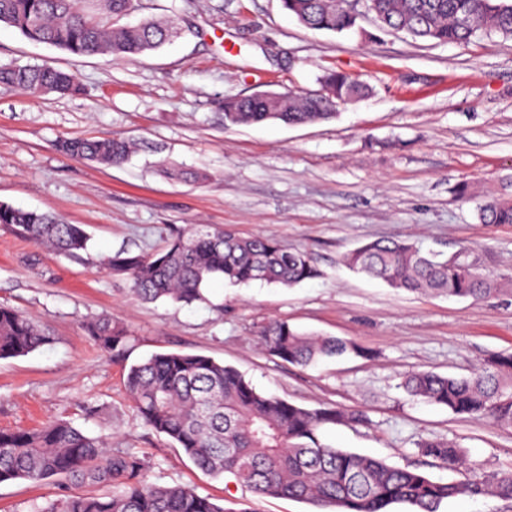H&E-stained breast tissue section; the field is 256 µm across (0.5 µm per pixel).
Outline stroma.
<instances>
[{
	"mask_svg": "<svg viewBox=\"0 0 512 512\" xmlns=\"http://www.w3.org/2000/svg\"><path fill=\"white\" fill-rule=\"evenodd\" d=\"M170 19L182 35L133 61L75 56L0 27V64L72 72L82 94L0 89V203L84 225L85 251L57 255L0 226V304L31 318L49 341L0 359V429L59 419L104 435L146 462L149 482L186 485L226 512H312L214 478L147 428L127 399L126 364L156 352L201 354L235 367L261 392L319 408L361 411L366 424L324 429L322 442L405 467L417 444L444 439L468 471L512 469V428L463 419L409 397V372L470 375L512 352V293L484 299L410 293L349 271L344 253L385 238L451 256L512 283V225L484 224L477 206L512 191V40L438 44L380 29L302 27L280 0H142L132 21ZM329 70L368 83L336 118L288 126H225L224 100L263 91L318 94ZM123 137L140 150L118 166L60 152L71 138ZM467 198H460L459 189ZM192 224L262 234L305 249L321 278L295 288L212 281L190 306L144 302L104 266L121 252L152 254ZM127 331L125 361L103 355L89 322ZM284 320L352 340L367 357L300 368L269 356L254 332ZM74 484H0V512H38Z\"/></svg>",
	"mask_w": 512,
	"mask_h": 512,
	"instance_id": "1",
	"label": "stroma"
}]
</instances>
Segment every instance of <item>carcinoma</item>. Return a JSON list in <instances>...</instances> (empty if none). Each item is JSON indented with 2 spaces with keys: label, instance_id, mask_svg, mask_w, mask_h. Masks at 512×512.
<instances>
[{
  "label": "carcinoma",
  "instance_id": "1",
  "mask_svg": "<svg viewBox=\"0 0 512 512\" xmlns=\"http://www.w3.org/2000/svg\"><path fill=\"white\" fill-rule=\"evenodd\" d=\"M282 7L310 30L343 32L353 28L348 0H281ZM385 29L437 43L468 44L500 36L512 39V0H368ZM137 0H0V24L23 37L73 55L110 54L131 60L155 50L177 35L169 20L145 18L122 22ZM323 93L290 91L278 97L224 99V125L278 121L300 125L336 117L340 102L355 101L369 87L347 73L328 71ZM0 87L68 96L82 92L76 76L47 66L0 64ZM72 158L119 164L132 153L124 138H73L60 143ZM483 224L512 225V196H487L478 208ZM0 225L59 254L86 249L80 224L0 203ZM352 271L411 293L481 299L504 285L458 257L400 240L375 239L343 256ZM142 301L169 299L191 305L205 301L208 282L222 278L233 286L260 282L294 287L321 276L309 253L290 249L264 235L240 236L222 228L192 225L152 255L117 254L108 260ZM105 353H124L126 330L102 319L87 326ZM257 336L269 355L308 367L346 353L363 355L356 344L335 337L300 332L285 321L263 324ZM48 337L27 316L0 306V359L27 355ZM126 394L144 425L169 439L202 471L230 475L262 497H287L336 512H390L403 503L412 512H439L458 496L494 495L512 499V470L468 473L460 480L433 479L417 467L385 461L320 442L328 425L364 424V415L336 406L309 409L260 392L234 367L211 357L159 352L129 366ZM401 387L411 397L448 408L457 416L488 420L512 428V353H497L467 377L432 371L408 374ZM422 455L450 470L461 464V449L449 441L419 445ZM66 477L105 488L100 494H66L37 512H226L208 496L188 486L147 481L145 463L129 452H114L104 437L91 436L66 421L38 429L0 430V483H39Z\"/></svg>",
  "mask_w": 512,
  "mask_h": 512
}]
</instances>
